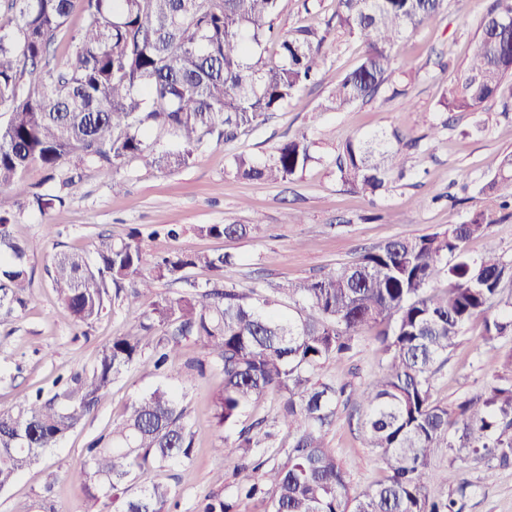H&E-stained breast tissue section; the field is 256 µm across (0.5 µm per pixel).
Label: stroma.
<instances>
[{
  "label": "stroma",
  "mask_w": 512,
  "mask_h": 512,
  "mask_svg": "<svg viewBox=\"0 0 512 512\" xmlns=\"http://www.w3.org/2000/svg\"><path fill=\"white\" fill-rule=\"evenodd\" d=\"M491 0H448L436 20L409 34L395 48L398 68L395 91L344 111L324 110L329 90L350 71L362 53L355 40L329 39L316 84L298 91L278 112L233 141L203 149L188 168L166 172L143 162L121 171L125 183L113 193L108 179L87 173L71 190L65 206L47 215L25 214L13 227L31 251L29 266L35 303L12 316H0V410L17 405L36 389H50L55 378L93 364L100 345L124 331L135 310L111 307L108 315L87 329L77 328L70 312L56 298L46 267L52 253L81 250L95 253L102 242L125 238L131 227L150 232L162 224H180L175 240L148 237L149 253L177 248L185 252L224 253L234 259L224 278L241 291L273 290L279 284L311 277L356 260L365 250L388 240L418 237L468 221L490 201L484 192L495 166L512 154V111L501 103L478 112H444L438 102L446 85L461 75L479 23ZM335 0H281L278 27L324 28ZM368 132L398 136L407 155L408 172L373 195L352 192L336 175V156L350 137ZM307 135L315 156L306 170L282 184L239 179L230 174L234 156L263 158L274 147ZM261 224L244 238L197 235V224ZM254 223V222H253ZM53 232H46V225ZM472 259L488 252L512 261V213H498L496 224L466 247ZM482 321L467 325L448 361L432 384L435 403L456 409L471 393L494 383L491 355L512 352V335L483 347ZM384 354L374 330L356 340L348 357L327 362L322 380L363 388L379 371ZM176 385V374L161 377L144 366L131 367L113 385L110 397L84 426L51 449L44 462L19 475L9 492L0 494V512L15 501L50 493L60 512H80L84 493L69 473L84 460V448L121 418L133 401L159 383ZM222 384L217 374L195 379L185 389L190 421L196 433L192 475L183 481L177 470L161 477L177 492L179 512H196L204 495L223 475L225 487L236 481V462L214 455L219 431L212 400ZM362 411L339 408L328 445L343 462L352 491L367 489L385 476L374 449L363 439ZM439 480L431 495L455 489L461 479L470 487L462 512H512V468L485 479L480 466H462L440 452L432 461Z\"/></svg>",
  "instance_id": "1"
}]
</instances>
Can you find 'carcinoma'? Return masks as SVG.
I'll return each instance as SVG.
<instances>
[{
  "mask_svg": "<svg viewBox=\"0 0 512 512\" xmlns=\"http://www.w3.org/2000/svg\"><path fill=\"white\" fill-rule=\"evenodd\" d=\"M281 0H3L0 8V312L10 314L35 298L28 248L12 226L26 211L43 215L65 204L86 168L123 190L119 170L144 160L167 172L193 163L209 143L226 142L258 126L302 87L314 82L331 33L358 39V64L336 84L324 108L341 111L375 99L390 82L394 46L436 19L447 0H336L320 30L299 27L282 35ZM80 23L69 27L74 8ZM277 44L278 60L264 57ZM512 76V0H493L483 17L469 62L439 105L446 112H478L500 97ZM159 130L172 138L151 139ZM306 137L275 148L265 160L237 155L230 173L280 183L312 161ZM406 158L389 137L350 138L336 157L340 181L375 194ZM46 172L31 191L17 187L29 171ZM492 202L512 203V154L483 188ZM496 222L489 206L445 232L389 240L349 265L274 289L242 292L224 279L227 254L170 250L147 258L143 232L134 227L118 242H103L90 262L59 251L48 273L75 323L89 326L108 306L140 305L134 323L100 346L93 364L58 378L50 396L38 388L10 410H0V492L42 462L45 453L94 417L112 384L130 367L149 363L164 373L189 341L205 358L184 364V383L213 369L222 385L213 419L224 430L213 452L241 461L231 493L211 492L198 512H236L238 500L262 497L267 512H460L457 497L470 483L441 498L428 495L438 476L431 461L441 448L448 460L487 462V477L512 466V353L500 364V383L472 394L457 410L431 401L437 369L464 327L480 318L482 342L512 333V265L495 252L478 261L466 242ZM251 224H197L207 237H245ZM215 279L200 285L190 270ZM448 287H438L441 280ZM161 281L183 292H154ZM288 298L289 313L277 310ZM367 328L377 329L385 354L379 374L347 400L365 406L367 445L386 470L383 481L353 494L348 473L326 436L345 388L319 378ZM269 393L279 397L276 419L292 432L274 448V426L242 425L247 408ZM185 395L158 385L137 398L109 431L84 448L70 473L86 490L82 512H173L176 491L158 480L178 467L192 474L194 432ZM13 512H58L49 494Z\"/></svg>",
  "mask_w": 512,
  "mask_h": 512,
  "instance_id": "cac0c4a2",
  "label": "carcinoma"
}]
</instances>
